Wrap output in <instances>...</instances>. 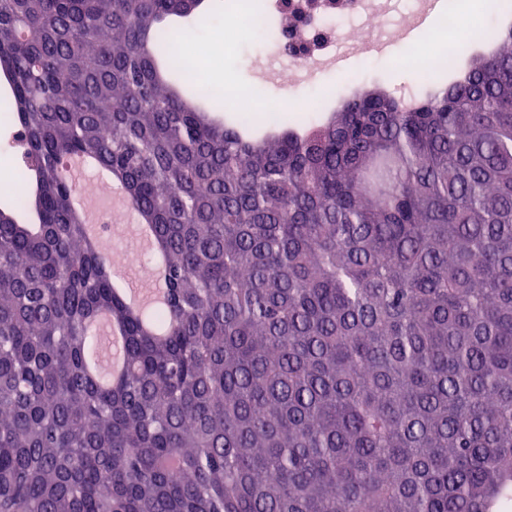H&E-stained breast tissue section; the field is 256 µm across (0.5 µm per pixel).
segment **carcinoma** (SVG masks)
<instances>
[{"label":"carcinoma","mask_w":512,"mask_h":512,"mask_svg":"<svg viewBox=\"0 0 512 512\" xmlns=\"http://www.w3.org/2000/svg\"><path fill=\"white\" fill-rule=\"evenodd\" d=\"M202 2L0 0L33 181L0 208V512H509L512 34L411 108L268 133L178 67ZM87 152L175 307L112 295ZM114 323L115 384L84 366ZM78 187L80 195L84 197H88L93 201H99L102 206H107L109 199L113 197V193L118 185L109 183L108 185L101 184L97 180L94 179L92 175H88L86 177L80 178L78 181ZM120 188V187H119ZM112 189V191H111ZM83 198L77 197L75 202L77 205L84 206ZM100 207L96 213L101 214L102 211L106 210V208ZM167 265L162 255H156L154 260V297L158 302L167 304L171 298V291L166 288Z\"/></svg>","instance_id":"cac0c4a2"}]
</instances>
